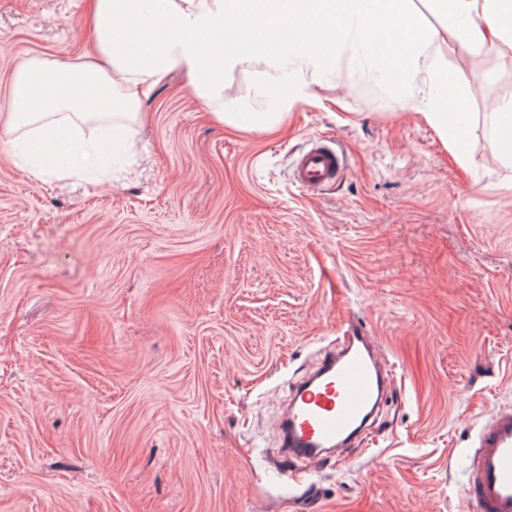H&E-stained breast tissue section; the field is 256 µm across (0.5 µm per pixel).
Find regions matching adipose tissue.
<instances>
[{
    "instance_id": "ef3b65f1",
    "label": "adipose tissue",
    "mask_w": 512,
    "mask_h": 512,
    "mask_svg": "<svg viewBox=\"0 0 512 512\" xmlns=\"http://www.w3.org/2000/svg\"><path fill=\"white\" fill-rule=\"evenodd\" d=\"M449 19L461 53L512 49V0H431ZM87 22L95 41L91 60L66 67L33 56L17 67L11 85L13 110L5 133L19 147L17 132L33 135L64 163L58 177L81 176L101 156L98 141L84 139L88 122L114 128L136 120L142 96L172 69L182 70L215 121L232 129H272L310 92L300 73L284 68L289 54L307 58L326 78H340L358 49L390 30L400 38L397 77L407 89L426 88L421 115L458 162L466 153L458 138L466 113L445 91L447 60L442 45L422 21L412 0H88ZM266 30L265 56L290 84L280 99L275 84L257 82L265 112L240 111L224 98V81L250 69L254 52L244 43L256 21Z\"/></svg>"
}]
</instances>
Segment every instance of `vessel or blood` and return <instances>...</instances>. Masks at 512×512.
<instances>
[{"instance_id":"b4317fda","label":"vessel or blood","mask_w":512,"mask_h":512,"mask_svg":"<svg viewBox=\"0 0 512 512\" xmlns=\"http://www.w3.org/2000/svg\"><path fill=\"white\" fill-rule=\"evenodd\" d=\"M344 159L331 142L319 141L294 161L292 176L306 193L333 184ZM378 347L363 330L349 328L317 370L292 393L280 421L287 454L319 461L364 428L388 387ZM467 496L475 512H512V411L495 414L480 429Z\"/></svg>"}]
</instances>
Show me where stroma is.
Wrapping results in <instances>:
<instances>
[{
	"label": "stroma",
	"mask_w": 512,
	"mask_h": 512,
	"mask_svg": "<svg viewBox=\"0 0 512 512\" xmlns=\"http://www.w3.org/2000/svg\"><path fill=\"white\" fill-rule=\"evenodd\" d=\"M87 0H0V115L18 64L83 60ZM447 82L459 165L394 79L320 78L280 130L214 124L180 72L85 178L33 174L0 139V512H470L479 428L512 409V189L486 90L512 49ZM342 153L316 195L292 164ZM393 390L314 464L277 418L349 326ZM344 170V159L331 142L319 141L294 161L292 176L307 194H316L333 184Z\"/></svg>",
	"instance_id": "35a3bbf8"
}]
</instances>
